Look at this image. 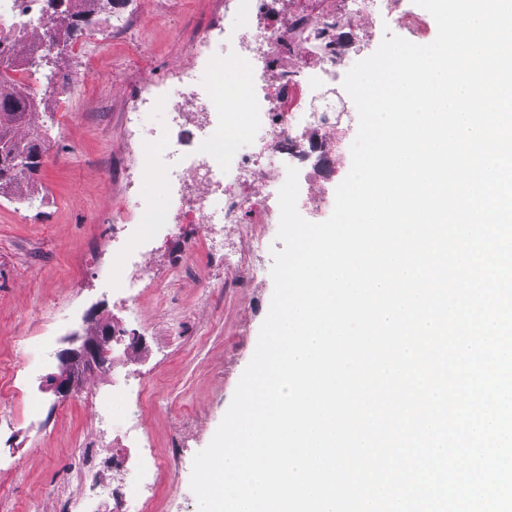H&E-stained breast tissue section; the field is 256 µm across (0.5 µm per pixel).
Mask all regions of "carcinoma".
<instances>
[{"label":"carcinoma","instance_id":"1","mask_svg":"<svg viewBox=\"0 0 512 512\" xmlns=\"http://www.w3.org/2000/svg\"><path fill=\"white\" fill-rule=\"evenodd\" d=\"M42 11L48 16H57L62 19L60 30L63 31L62 44L71 45L83 33L84 26L80 20L91 16L96 11L97 0H84L87 7L76 11L73 8V0H66L63 8L54 6L55 0H41ZM28 39V30L23 26L10 28L5 35L0 36V65L9 63L19 42ZM36 108L35 99L27 91L14 84H9L0 79V137H7L21 150L14 153L8 166L0 167V186L11 185L20 187V178L26 175L29 167V158L35 144L30 135L21 132L30 121V117Z\"/></svg>","mask_w":512,"mask_h":512}]
</instances>
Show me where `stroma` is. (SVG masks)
I'll return each mask as SVG.
<instances>
[{"mask_svg": "<svg viewBox=\"0 0 512 512\" xmlns=\"http://www.w3.org/2000/svg\"><path fill=\"white\" fill-rule=\"evenodd\" d=\"M116 12L128 17L125 28L65 50L63 73L87 74L80 96L37 91L41 109L30 126L43 138L46 157L35 184L20 194L0 192V415L16 420L0 430V457L17 463L0 470L6 512H57V498L44 490L75 491L72 450L97 439L96 411L123 425L124 403L96 373L78 383L96 385L92 407L45 386L70 335L88 336L105 321L140 337L133 353L152 371L145 427L165 465L157 512H198L190 488L193 459L229 408L270 307L272 252L281 246L274 224L257 255L259 270L243 287H232L223 266L198 249L200 231L191 225L184 246L160 240L140 260L144 279L169 277L167 303L142 295L133 320L113 303L112 213L141 189L126 175L137 150L127 112L145 75L163 82L189 67L207 23L220 13L232 17L233 7L228 0H117L100 5L94 30L108 27ZM103 73L111 83L100 81ZM48 337L55 356L25 388L17 369L39 364Z\"/></svg>", "mask_w": 512, "mask_h": 512, "instance_id": "stroma-1", "label": "stroma"}]
</instances>
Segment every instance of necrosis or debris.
Returning <instances> with one entry per match:
<instances>
[{"label": "necrosis or debris", "instance_id": "1", "mask_svg": "<svg viewBox=\"0 0 512 512\" xmlns=\"http://www.w3.org/2000/svg\"><path fill=\"white\" fill-rule=\"evenodd\" d=\"M288 15L273 26L250 29L238 41L233 60L245 63L246 95L236 100L224 94L219 79L226 55L223 46L203 35L195 63L182 72L170 89L175 105L156 93L154 76L144 77L135 108L127 119L134 128L143 171L154 172L151 189L119 203L114 215L130 218L144 214L148 226L131 225L126 240L113 248L118 263L112 268V297L127 312H134L143 292L133 272L132 257L161 236L178 238L184 225L202 227L205 250L225 270L252 278L255 268L248 253L226 248L218 232L225 224L274 223L280 214L277 194L288 167L299 171L304 203L317 211L325 196L322 182L333 178L336 164L348 146L351 115L348 94L336 91V61L349 51L359 21L377 14L417 39L428 38L425 19L400 0H289ZM27 26L32 38L17 50V59L44 50L56 21L45 16L40 0H0V19ZM318 68H311V61ZM190 99L192 117H185L180 100ZM247 111H240V104ZM149 112L166 114L162 129L146 126ZM276 169L280 177L255 191L254 176L261 168ZM132 359H112L111 394L127 405L126 425L141 430L149 406L142 383L130 370ZM79 490L61 499L62 512H156L158 484L164 464L151 449L136 455L103 454L100 446L77 448L72 453ZM120 473L107 480L104 470Z\"/></svg>", "mask_w": 512, "mask_h": 512}]
</instances>
